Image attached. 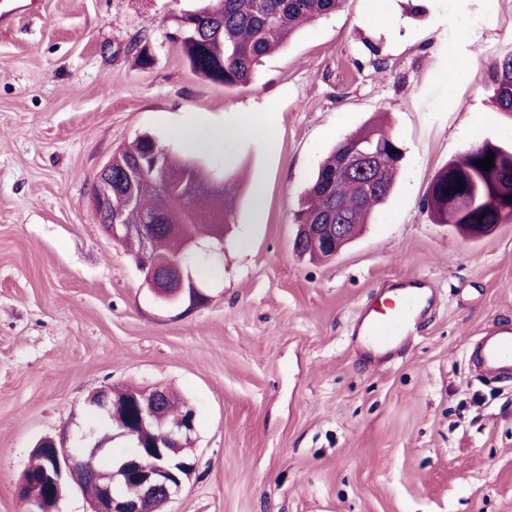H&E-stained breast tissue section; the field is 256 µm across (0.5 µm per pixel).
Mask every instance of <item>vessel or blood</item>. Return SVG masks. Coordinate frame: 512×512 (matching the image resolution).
<instances>
[{
    "instance_id": "obj_1",
    "label": "vessel or blood",
    "mask_w": 512,
    "mask_h": 512,
    "mask_svg": "<svg viewBox=\"0 0 512 512\" xmlns=\"http://www.w3.org/2000/svg\"><path fill=\"white\" fill-rule=\"evenodd\" d=\"M39 0H0V21L21 13H34ZM434 303L427 283L408 279L399 287L382 290L359 313L353 333L374 356L383 358L405 342L416 320ZM473 358L488 374L512 373V326L496 325L484 331Z\"/></svg>"
}]
</instances>
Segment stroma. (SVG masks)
<instances>
[{"label": "stroma", "mask_w": 512, "mask_h": 512, "mask_svg": "<svg viewBox=\"0 0 512 512\" xmlns=\"http://www.w3.org/2000/svg\"><path fill=\"white\" fill-rule=\"evenodd\" d=\"M209 3L42 0L0 27V512H37L17 493L35 445H81L89 396L118 385L168 387L195 410L196 468L166 512H512V381L477 375L470 351L512 323V222L466 240L422 207L464 150L512 146L481 79L512 51V0H345L232 88L174 39ZM190 118L265 132L210 157L241 191L187 311L143 288L90 193L142 133L181 151ZM375 120L403 152L392 196L335 257L299 258L306 187ZM413 277L435 304L400 354L368 364L358 310Z\"/></svg>", "instance_id": "1"}]
</instances>
